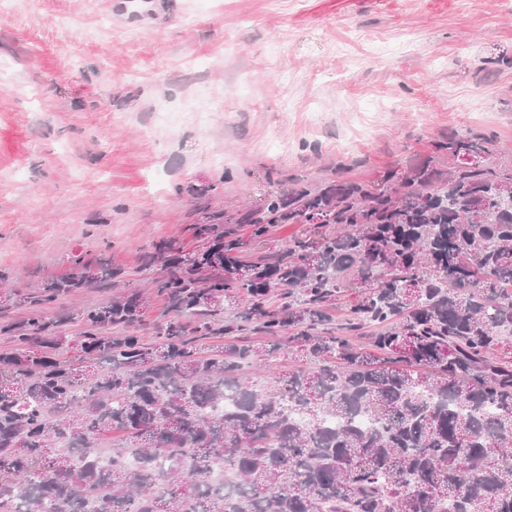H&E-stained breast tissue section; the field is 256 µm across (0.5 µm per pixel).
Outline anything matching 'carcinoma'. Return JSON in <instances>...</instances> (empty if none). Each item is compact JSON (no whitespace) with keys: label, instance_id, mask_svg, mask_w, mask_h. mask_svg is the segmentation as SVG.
<instances>
[{"label":"carcinoma","instance_id":"obj_1","mask_svg":"<svg viewBox=\"0 0 512 512\" xmlns=\"http://www.w3.org/2000/svg\"><path fill=\"white\" fill-rule=\"evenodd\" d=\"M488 145L453 131L446 170L299 187L195 225L191 251L154 244L173 316L149 340L134 334L149 310L136 288L0 327L14 343L0 354V512H512V169L483 165ZM276 224L336 230L255 251ZM71 264L28 303L120 275ZM72 321L83 331L63 356ZM365 328L362 348L350 336ZM256 329L272 341L252 344ZM285 351L300 364L247 376ZM217 467L222 485L207 480Z\"/></svg>","mask_w":512,"mask_h":512}]
</instances>
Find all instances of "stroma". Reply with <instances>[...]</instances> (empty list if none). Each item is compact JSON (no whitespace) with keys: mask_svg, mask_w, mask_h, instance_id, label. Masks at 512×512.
<instances>
[{"mask_svg":"<svg viewBox=\"0 0 512 512\" xmlns=\"http://www.w3.org/2000/svg\"><path fill=\"white\" fill-rule=\"evenodd\" d=\"M12 0L0 16V283L21 296L107 258L122 276L62 317L147 287L154 243L191 245L296 181L374 183L448 132L512 166V0ZM110 3L112 12L126 22H140L154 9V5H149L154 1L147 0H113Z\"/></svg>","mask_w":512,"mask_h":512,"instance_id":"obj_1","label":"stroma"}]
</instances>
